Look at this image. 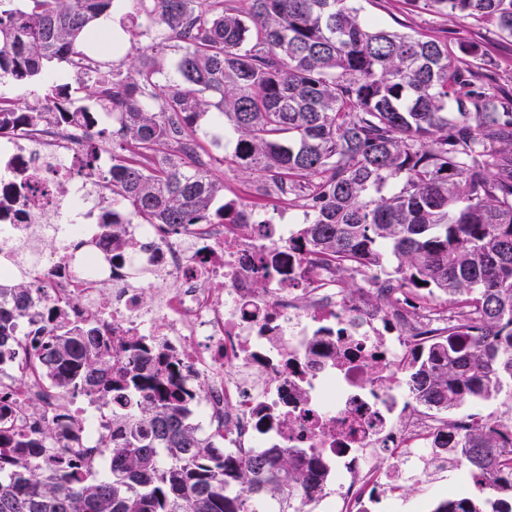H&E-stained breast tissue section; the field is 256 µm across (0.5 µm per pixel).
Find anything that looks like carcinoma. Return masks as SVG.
Returning a JSON list of instances; mask_svg holds the SVG:
<instances>
[{"mask_svg":"<svg viewBox=\"0 0 512 512\" xmlns=\"http://www.w3.org/2000/svg\"><path fill=\"white\" fill-rule=\"evenodd\" d=\"M0 0V80L32 81L67 63L78 89L112 113V199L146 224H210L258 212L214 208L224 184L201 160L204 120L235 139L231 162L271 184L305 218L297 248L357 277L387 270L388 287L420 303H448L460 320L435 332L407 370L434 414L512 389V96H498L458 65L482 59L448 31L401 33L361 17L355 0H135L132 23L162 52L177 41V78L155 61L102 69L84 48L114 0ZM435 17L474 19L512 37V0H404ZM216 112H210V109ZM83 111L70 85L19 111L0 99V130L66 124ZM0 365L16 355L17 312L32 302L20 279L0 287ZM28 338V357L64 395L107 402L148 389L112 443L109 472L85 470L60 447L64 426L41 420L30 435L0 428V512H298L295 494L319 491L314 471L284 448L246 458L224 452L190 421L174 370L117 365L84 324ZM116 370L113 383L101 372ZM433 447L457 461L483 495L456 494L433 512H512V434L491 423L443 431Z\"/></svg>","mask_w":512,"mask_h":512,"instance_id":"obj_1","label":"carcinoma"}]
</instances>
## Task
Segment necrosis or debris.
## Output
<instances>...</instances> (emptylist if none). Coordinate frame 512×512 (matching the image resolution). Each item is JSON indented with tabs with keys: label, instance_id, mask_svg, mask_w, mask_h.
I'll list each match as a JSON object with an SVG mask.
<instances>
[{
	"label": "necrosis or debris",
	"instance_id": "necrosis-or-debris-1",
	"mask_svg": "<svg viewBox=\"0 0 512 512\" xmlns=\"http://www.w3.org/2000/svg\"><path fill=\"white\" fill-rule=\"evenodd\" d=\"M97 121L0 134V253L23 266L35 302L18 319L20 336L33 334L52 305L97 330L116 363L169 354L198 426L223 436L225 453L285 448L326 465L330 490L299 495L300 512H378L401 500L409 472L430 483L455 470L429 446L457 420L424 408L406 374L426 330L447 326L444 308H410L386 288L378 303H350L333 268L290 248L293 225L257 219H128L120 226L123 253L64 251L60 235L98 238L112 204L111 186L88 176L76 149ZM72 180L78 190L61 195L59 185ZM217 278L220 296L208 287ZM0 387L14 392L5 427L26 431L33 418L67 414L80 427L63 443L68 453L94 468L105 461L112 408L61 396L23 354L0 372ZM285 416L291 427L282 425Z\"/></svg>",
	"mask_w": 512,
	"mask_h": 512
}]
</instances>
